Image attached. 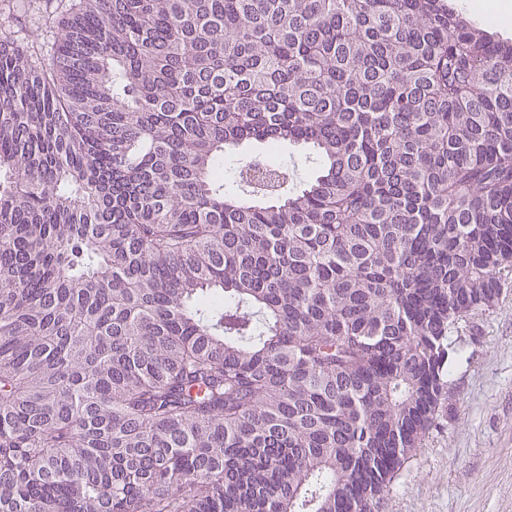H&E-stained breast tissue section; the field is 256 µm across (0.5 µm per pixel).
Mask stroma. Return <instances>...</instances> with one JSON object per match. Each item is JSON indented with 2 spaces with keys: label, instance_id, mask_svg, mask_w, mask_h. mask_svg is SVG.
I'll use <instances>...</instances> for the list:
<instances>
[{
  "label": "stroma",
  "instance_id": "stroma-1",
  "mask_svg": "<svg viewBox=\"0 0 512 512\" xmlns=\"http://www.w3.org/2000/svg\"><path fill=\"white\" fill-rule=\"evenodd\" d=\"M60 17V0H30L25 12L0 0V38L22 30L24 46L39 45ZM462 334L448 399L381 512H512V279Z\"/></svg>",
  "mask_w": 512,
  "mask_h": 512
}]
</instances>
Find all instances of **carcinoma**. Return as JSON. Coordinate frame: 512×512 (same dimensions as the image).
Here are the masks:
<instances>
[{"label": "carcinoma", "instance_id": "cac0c4a2", "mask_svg": "<svg viewBox=\"0 0 512 512\" xmlns=\"http://www.w3.org/2000/svg\"><path fill=\"white\" fill-rule=\"evenodd\" d=\"M0 40V512H379L512 275V42L448 0H70ZM313 148L240 167L227 146ZM277 158L288 165L294 183L298 185L310 180L316 174L320 162L315 151L309 148L295 147L288 143L279 148ZM264 147L260 144L243 145L236 148L224 150L221 171L224 176V188L226 192L239 193L237 168L243 163L264 154Z\"/></svg>", "mask_w": 512, "mask_h": 512}]
</instances>
